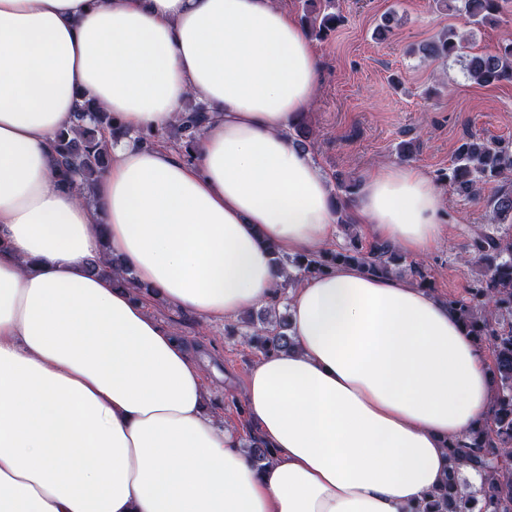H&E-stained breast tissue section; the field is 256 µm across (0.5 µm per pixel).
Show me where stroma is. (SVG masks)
<instances>
[{"mask_svg": "<svg viewBox=\"0 0 512 512\" xmlns=\"http://www.w3.org/2000/svg\"><path fill=\"white\" fill-rule=\"evenodd\" d=\"M342 23L317 41L321 86L309 118L319 135L315 160L329 178L360 179L382 164H397L396 148L410 141L411 167L438 176L467 134L512 142V82L480 86L457 61H422L409 52L448 27L465 30L462 15L440 12L433 0H336ZM399 22L383 40L373 32L381 16ZM450 215L428 258L434 292L440 298L464 295L478 274L465 260L472 229L487 223L484 203L467 202L447 184L439 186ZM149 311L175 335L186 337L199 355L209 382L208 408L237 437L250 429L226 395L241 391L257 353L241 336L225 334L223 323L201 326L192 313L162 301Z\"/></svg>", "mask_w": 512, "mask_h": 512, "instance_id": "obj_1", "label": "stroma"}]
</instances>
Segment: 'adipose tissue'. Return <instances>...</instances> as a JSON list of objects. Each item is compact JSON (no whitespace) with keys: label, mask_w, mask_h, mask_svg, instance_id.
Segmentation results:
<instances>
[{"label":"adipose tissue","mask_w":512,"mask_h":512,"mask_svg":"<svg viewBox=\"0 0 512 512\" xmlns=\"http://www.w3.org/2000/svg\"><path fill=\"white\" fill-rule=\"evenodd\" d=\"M319 87L281 0H0V512H417L442 484L496 390L430 291L353 266L289 289L296 346L243 392L274 450L260 470L208 411L186 341L86 270L112 248L207 323L270 303L269 244L336 237L334 187L288 136ZM192 96L211 120L190 156L110 139L91 200L56 186L54 135L84 100L138 132ZM349 210L413 257L447 221L429 175L389 164Z\"/></svg>","instance_id":"adipose-tissue-1"}]
</instances>
